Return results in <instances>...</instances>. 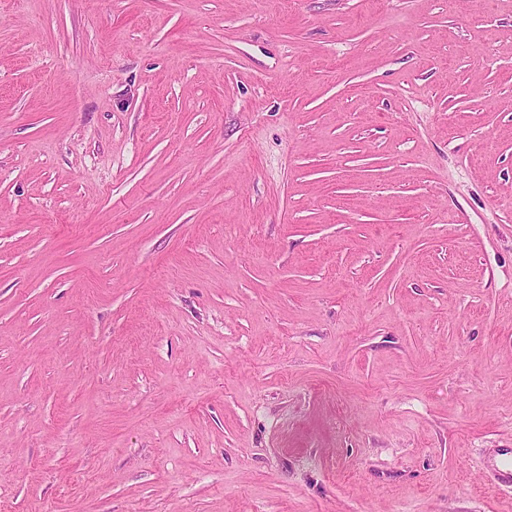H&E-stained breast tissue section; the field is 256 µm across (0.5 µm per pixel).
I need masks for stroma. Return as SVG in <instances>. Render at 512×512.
I'll use <instances>...</instances> for the list:
<instances>
[{
	"label": "stroma",
	"instance_id": "stroma-1",
	"mask_svg": "<svg viewBox=\"0 0 512 512\" xmlns=\"http://www.w3.org/2000/svg\"><path fill=\"white\" fill-rule=\"evenodd\" d=\"M512 0H0V512H512ZM484 467L503 486H512V448H504L498 457L488 459Z\"/></svg>",
	"mask_w": 512,
	"mask_h": 512
}]
</instances>
